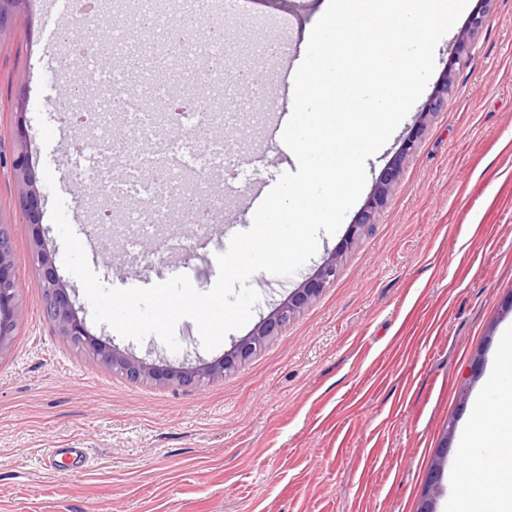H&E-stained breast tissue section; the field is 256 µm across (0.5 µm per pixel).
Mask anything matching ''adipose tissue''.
<instances>
[{
  "mask_svg": "<svg viewBox=\"0 0 512 512\" xmlns=\"http://www.w3.org/2000/svg\"><path fill=\"white\" fill-rule=\"evenodd\" d=\"M492 454H483V447ZM459 464L448 479L445 512H512V325L474 397L458 439Z\"/></svg>",
  "mask_w": 512,
  "mask_h": 512,
  "instance_id": "obj_1",
  "label": "adipose tissue"
}]
</instances>
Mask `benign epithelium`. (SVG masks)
I'll use <instances>...</instances> for the list:
<instances>
[{"mask_svg":"<svg viewBox=\"0 0 512 512\" xmlns=\"http://www.w3.org/2000/svg\"><path fill=\"white\" fill-rule=\"evenodd\" d=\"M12 171L14 176L22 180L28 187L23 207L27 223L32 227L35 244L34 257L44 289L43 296L48 319L65 339L80 344L104 366L114 371L118 370L132 379H151L160 383L174 381L192 383L206 378L210 380L224 377L279 335L294 316L300 313L324 288L336 281L340 272V254L334 252L319 266L316 275L295 289L289 295L288 301L276 308L250 336L238 341L232 351L210 364L188 369L135 360L120 353L115 347L92 334L85 320L79 317L66 284L56 272L52 254L44 247L40 231L39 190L35 186L29 158L24 151L20 150L15 153L12 160ZM399 175L400 168L396 167L375 187L354 223L356 231L364 233L375 224V218L387 204ZM10 250L12 247L9 239L0 234V307L3 309L10 305L15 296V288H17L12 262H10ZM441 472L442 463L438 460L431 466L427 491L420 499L417 512H436L435 498Z\"/></svg>","mask_w":512,"mask_h":512,"instance_id":"benign-epithelium-1","label":"benign epithelium"}]
</instances>
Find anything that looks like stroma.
<instances>
[{"label": "stroma", "mask_w": 512, "mask_h": 512, "mask_svg": "<svg viewBox=\"0 0 512 512\" xmlns=\"http://www.w3.org/2000/svg\"><path fill=\"white\" fill-rule=\"evenodd\" d=\"M47 2L21 0L0 26V225L10 232L18 285L0 313L13 325L0 345V512H416L439 448L448 450L444 471L454 468L457 440L447 432L466 422L499 334L512 324V0H468L437 45L421 102L368 163L364 198L416 126L418 149L372 229L343 255L335 283L244 365L189 385L106 370L44 314L20 205L25 187L11 168L20 150L41 194L40 227L55 263L64 254L51 220L58 194L105 285L127 277L150 286L152 270L167 264L202 292L218 276L215 252L172 250L188 227L147 228L122 256V236L95 223L99 189L74 175L73 146L87 131L63 122L54 100L56 87L74 83L78 56ZM481 10L486 24L469 31ZM436 96L440 108L422 115ZM269 120L266 111L227 120L226 144L266 161L224 171V182L244 191L287 172L274 156ZM364 198L334 235L320 234L316 254L294 275L252 276L259 301L250 321L212 351L188 319L176 326L175 352L155 336L123 338L92 322L74 276L60 277L103 341L148 363L202 365L314 275Z\"/></svg>", "instance_id": "stroma-1"}]
</instances>
